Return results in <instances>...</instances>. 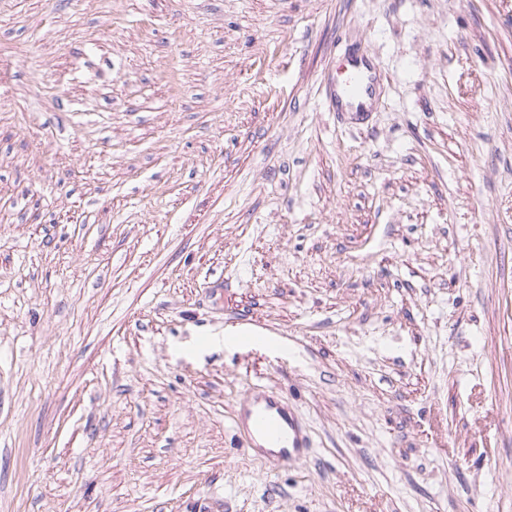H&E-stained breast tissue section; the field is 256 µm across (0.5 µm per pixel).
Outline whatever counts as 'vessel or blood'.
<instances>
[{
    "label": "vessel or blood",
    "mask_w": 512,
    "mask_h": 512,
    "mask_svg": "<svg viewBox=\"0 0 512 512\" xmlns=\"http://www.w3.org/2000/svg\"><path fill=\"white\" fill-rule=\"evenodd\" d=\"M342 76L327 93L334 112L351 123L368 122L375 108L380 65L358 49L345 53ZM233 424L248 447L262 449L268 460L288 466L308 459L310 438L296 409L282 393L254 388L240 400Z\"/></svg>",
    "instance_id": "obj_1"
}]
</instances>
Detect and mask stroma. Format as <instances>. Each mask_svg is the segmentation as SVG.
Returning a JSON list of instances; mask_svg holds the SVG:
<instances>
[{
    "label": "stroma",
    "instance_id": "1",
    "mask_svg": "<svg viewBox=\"0 0 512 512\" xmlns=\"http://www.w3.org/2000/svg\"><path fill=\"white\" fill-rule=\"evenodd\" d=\"M0 512H512V0H0ZM342 77L329 88L327 98L333 112L355 125H364L376 103L380 65L358 49L349 48L343 63ZM233 424L248 447L262 449L270 461L288 466L308 459L309 434L282 393L268 388L251 389L234 410Z\"/></svg>",
    "mask_w": 512,
    "mask_h": 512
}]
</instances>
